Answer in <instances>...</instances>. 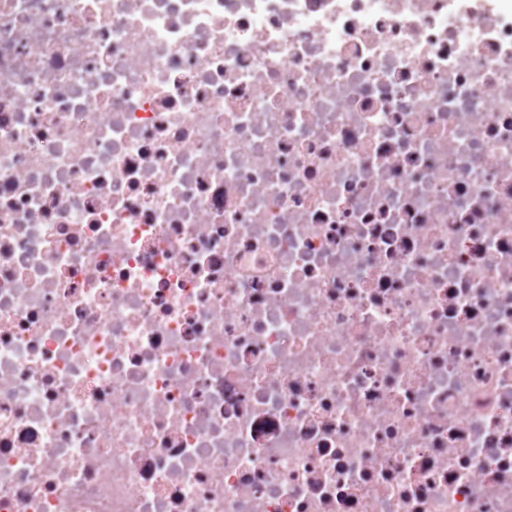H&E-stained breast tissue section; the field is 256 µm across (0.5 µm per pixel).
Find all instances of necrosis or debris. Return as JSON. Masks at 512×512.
Here are the masks:
<instances>
[{
  "instance_id": "necrosis-or-debris-1",
  "label": "necrosis or debris",
  "mask_w": 512,
  "mask_h": 512,
  "mask_svg": "<svg viewBox=\"0 0 512 512\" xmlns=\"http://www.w3.org/2000/svg\"><path fill=\"white\" fill-rule=\"evenodd\" d=\"M0 512H512V0H0Z\"/></svg>"
}]
</instances>
